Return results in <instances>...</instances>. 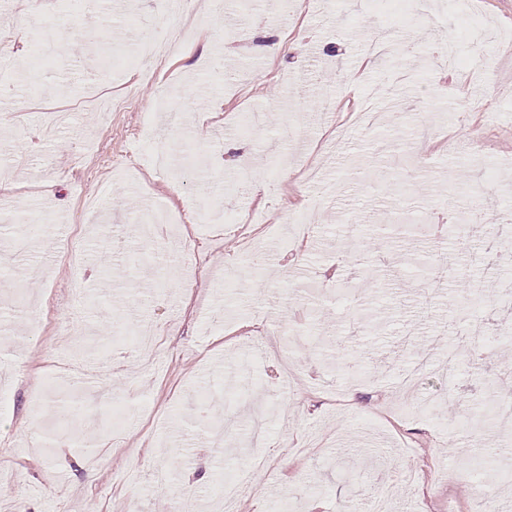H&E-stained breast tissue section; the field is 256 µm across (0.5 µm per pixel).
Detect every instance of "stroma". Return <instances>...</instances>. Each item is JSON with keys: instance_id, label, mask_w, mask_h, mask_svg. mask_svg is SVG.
<instances>
[{"instance_id": "stroma-1", "label": "stroma", "mask_w": 512, "mask_h": 512, "mask_svg": "<svg viewBox=\"0 0 512 512\" xmlns=\"http://www.w3.org/2000/svg\"><path fill=\"white\" fill-rule=\"evenodd\" d=\"M43 0L30 35L0 50V208L41 215L24 240L0 221V500L18 512H214L243 458L216 448L231 418L258 433L237 512H350L379 492L394 512H475L512 501V425L485 419L512 388V0H343L277 15L254 0L248 28L194 0L197 40L154 76L133 49L164 28L156 0ZM387 28L380 64L360 48ZM82 47L45 49L48 29ZM116 34L104 71L85 30ZM294 52H264L267 31ZM171 170L152 165L149 109ZM252 189L239 190L240 151ZM309 209L310 230L286 217ZM493 223L436 230L438 212ZM244 218L222 230L206 214ZM118 225L117 233L103 226ZM448 286L428 291L440 251ZM489 280L478 301L466 287ZM298 327L299 385L257 343ZM480 323L486 354L451 363ZM100 363L108 382L72 383Z\"/></svg>"}]
</instances>
